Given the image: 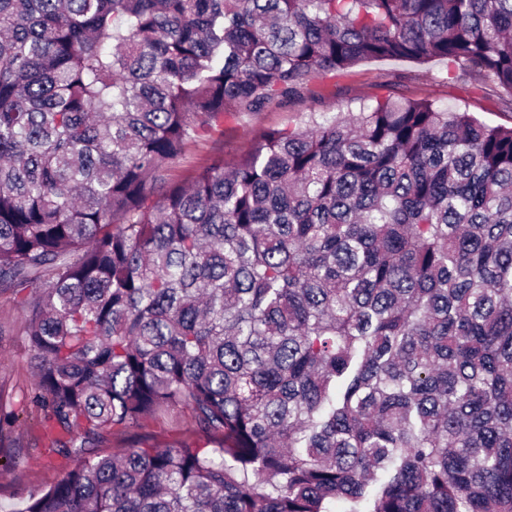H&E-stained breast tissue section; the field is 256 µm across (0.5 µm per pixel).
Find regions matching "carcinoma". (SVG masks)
Listing matches in <instances>:
<instances>
[{
	"instance_id": "cac0c4a2",
	"label": "carcinoma",
	"mask_w": 512,
	"mask_h": 512,
	"mask_svg": "<svg viewBox=\"0 0 512 512\" xmlns=\"http://www.w3.org/2000/svg\"><path fill=\"white\" fill-rule=\"evenodd\" d=\"M435 58L512 106V0H0V285L74 461L12 512H512V128L389 96L168 177ZM311 112L308 103H296L288 107H275L265 112H245L237 119L224 123L223 143L215 146L211 142L191 144L182 160L170 165L173 180L188 178L195 169L204 165L214 153L213 147H221L224 162H233L240 154L249 150L258 137L269 129H284L301 125ZM189 436H194L191 413L187 409H177L163 423L149 422L140 429L109 436L103 448L112 452V448H126L138 440L147 445L165 446Z\"/></svg>"
}]
</instances>
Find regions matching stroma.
Listing matches in <instances>:
<instances>
[{
    "label": "stroma",
    "mask_w": 512,
    "mask_h": 512,
    "mask_svg": "<svg viewBox=\"0 0 512 512\" xmlns=\"http://www.w3.org/2000/svg\"><path fill=\"white\" fill-rule=\"evenodd\" d=\"M445 75L446 64L441 60L426 64L365 62L348 75L329 81L320 109L330 113L356 111L361 105L394 95L473 112L494 126H512V111L503 108L496 97L470 83L448 82ZM309 111V104L296 103L264 112H245L226 122L222 143L225 162H233L249 150L264 131L301 125ZM28 295L25 289L0 288V391L11 395L14 411L10 426L0 431V512H10L15 503L53 484L73 465L72 459L48 454L50 440L40 424V412L32 404L36 378L21 334L19 308L20 300ZM193 433L190 411L178 409L162 423L150 422L140 429L110 436L104 448L109 451L138 442L163 446Z\"/></svg>",
    "instance_id": "35a3bbf8"
}]
</instances>
